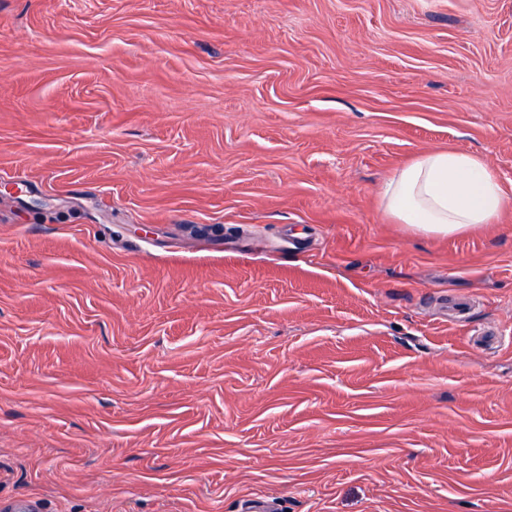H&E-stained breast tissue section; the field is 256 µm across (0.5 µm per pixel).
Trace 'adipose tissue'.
Returning <instances> with one entry per match:
<instances>
[{"label":"adipose tissue","instance_id":"adipose-tissue-1","mask_svg":"<svg viewBox=\"0 0 512 512\" xmlns=\"http://www.w3.org/2000/svg\"><path fill=\"white\" fill-rule=\"evenodd\" d=\"M383 210L421 236L453 237L494 223L512 205L476 154L428 150L395 170L379 194Z\"/></svg>","mask_w":512,"mask_h":512}]
</instances>
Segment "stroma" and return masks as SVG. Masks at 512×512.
I'll return each mask as SVG.
<instances>
[{"label":"stroma","instance_id":"obj_1","mask_svg":"<svg viewBox=\"0 0 512 512\" xmlns=\"http://www.w3.org/2000/svg\"><path fill=\"white\" fill-rule=\"evenodd\" d=\"M512 0H0V512H512ZM383 210L421 236L453 237L494 224L511 204L476 154L428 150L395 170L379 194Z\"/></svg>","mask_w":512,"mask_h":512}]
</instances>
